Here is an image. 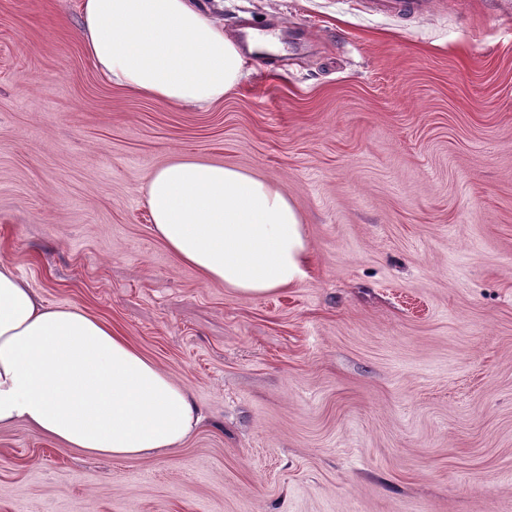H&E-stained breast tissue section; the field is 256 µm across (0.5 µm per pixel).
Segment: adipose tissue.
<instances>
[{
    "label": "adipose tissue",
    "mask_w": 512,
    "mask_h": 512,
    "mask_svg": "<svg viewBox=\"0 0 512 512\" xmlns=\"http://www.w3.org/2000/svg\"><path fill=\"white\" fill-rule=\"evenodd\" d=\"M79 36L107 83L207 106L236 89L244 57L196 0H82ZM147 207L172 256L205 280L262 296L293 287L307 244L275 183L182 157L153 169ZM23 421L72 448L137 458L180 448L190 392L101 319L43 304L0 264V427Z\"/></svg>",
    "instance_id": "obj_1"
}]
</instances>
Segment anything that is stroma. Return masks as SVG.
<instances>
[{
	"instance_id": "obj_1",
	"label": "stroma",
	"mask_w": 512,
	"mask_h": 512,
	"mask_svg": "<svg viewBox=\"0 0 512 512\" xmlns=\"http://www.w3.org/2000/svg\"><path fill=\"white\" fill-rule=\"evenodd\" d=\"M220 102L104 82L80 0H0V262L190 391L184 444L113 459L0 427V512H512V0H200ZM279 185L300 281L238 294L157 235L175 156Z\"/></svg>"
}]
</instances>
